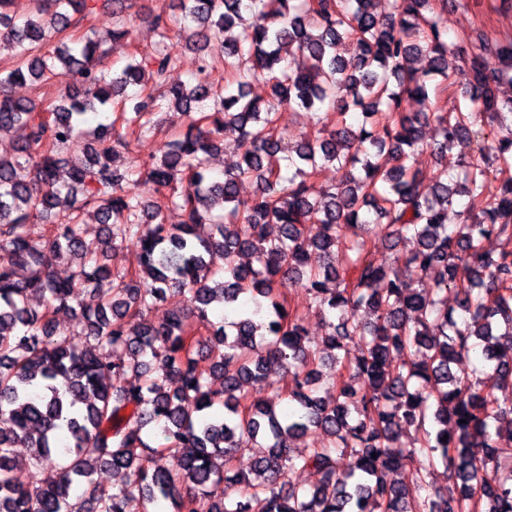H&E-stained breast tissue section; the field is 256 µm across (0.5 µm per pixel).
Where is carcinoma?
Instances as JSON below:
<instances>
[{"label":"carcinoma","mask_w":512,"mask_h":512,"mask_svg":"<svg viewBox=\"0 0 512 512\" xmlns=\"http://www.w3.org/2000/svg\"><path fill=\"white\" fill-rule=\"evenodd\" d=\"M89 2L36 0L19 23L12 0H0V45L12 52L0 86L46 81L59 65L76 77L46 116L0 93V132L19 133L17 153L0 154V512H512V469L500 472L512 448L497 445L512 425V135L490 142L475 120L512 122V96L501 94L512 39L472 47L448 112V56L464 54L442 21L448 0H392L387 15L377 0H177L176 15H145L159 48L112 73L97 61L130 43L128 0H112L107 48L91 29L73 34ZM245 13L250 30L224 39ZM215 41L224 84L210 81L205 57L192 83H168L180 48ZM418 57L426 69L410 66ZM259 79L265 101L250 97ZM410 101L423 110L405 111ZM285 106L324 125L290 141ZM99 110L112 119L82 134V117ZM170 110L186 124L164 154L115 169ZM431 123L440 138L426 143ZM228 137L239 162L214 180L209 160ZM472 142L477 155L454 174L416 166L423 152ZM326 164L339 179L318 198L311 181ZM21 167L30 181L17 179ZM136 171L158 199L134 193ZM250 179L257 190L242 201ZM459 197L463 219L450 224ZM170 207L181 223L164 222ZM89 210L104 230L94 252L83 239ZM34 222L51 234L29 237ZM491 235L505 240L496 254L483 246ZM376 238L414 248L383 260L371 253ZM117 243L137 248L138 272L105 264ZM316 251L324 262L312 266ZM61 257L66 280L52 271ZM286 281L319 308L321 347L307 345ZM169 292L187 295L186 310H160ZM246 296L252 311L210 320L213 305L235 310ZM62 307L80 316V346L56 322ZM361 309L373 320L355 321ZM478 349L483 377L473 381L455 365ZM327 356L341 364L332 401L320 397ZM280 371L288 402L278 412L249 390ZM130 372L140 385L123 384ZM410 432L414 444H400ZM314 434L324 444L293 452V438ZM242 448L254 452L252 478L233 468ZM157 455L171 466H152ZM437 463L452 486L427 481ZM23 464L27 485L13 479ZM400 469L410 481L390 478ZM102 470L128 481L102 485ZM299 470L317 483L285 480Z\"/></svg>","instance_id":"obj_1"}]
</instances>
